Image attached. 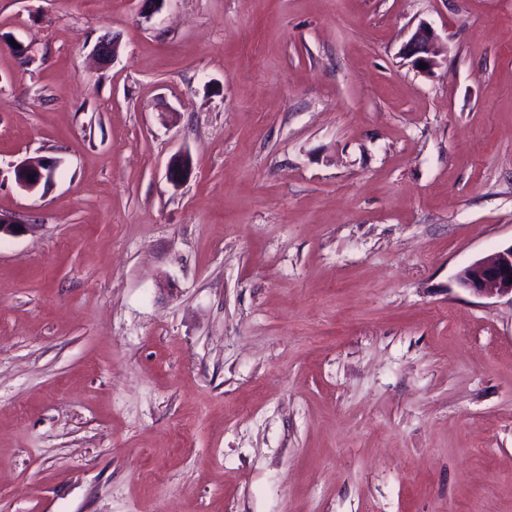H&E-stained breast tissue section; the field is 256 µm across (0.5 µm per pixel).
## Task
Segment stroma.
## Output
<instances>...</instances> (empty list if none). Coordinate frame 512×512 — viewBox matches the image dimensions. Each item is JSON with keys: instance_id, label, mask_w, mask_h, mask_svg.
<instances>
[{"instance_id": "obj_1", "label": "stroma", "mask_w": 512, "mask_h": 512, "mask_svg": "<svg viewBox=\"0 0 512 512\" xmlns=\"http://www.w3.org/2000/svg\"><path fill=\"white\" fill-rule=\"evenodd\" d=\"M0 213V512H512V0H0ZM438 36L434 29L428 24H420L411 34L403 48V55L412 59V64L420 69V64L425 63L426 67L421 69L426 72L433 71L439 63L436 44ZM192 171L193 160L191 154L188 151H179L168 162L167 179L177 187L190 177ZM55 165L51 161L22 160L13 167L16 184L27 192L38 190L41 185H48L54 177ZM512 245L464 268L458 276L461 287L478 295H511Z\"/></svg>"}]
</instances>
